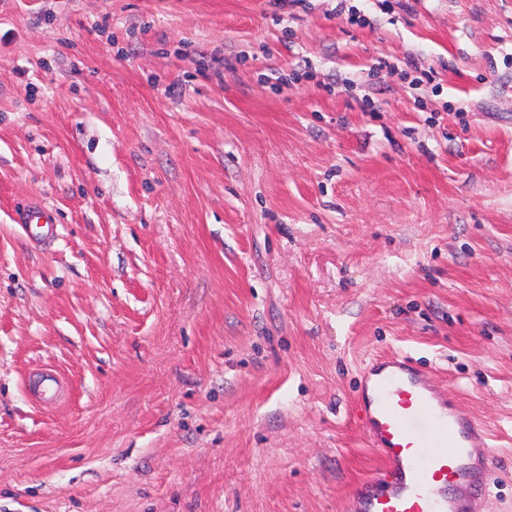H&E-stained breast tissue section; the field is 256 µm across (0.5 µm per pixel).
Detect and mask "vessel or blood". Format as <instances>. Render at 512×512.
Wrapping results in <instances>:
<instances>
[{"instance_id": "vessel-or-blood-1", "label": "vessel or blood", "mask_w": 512, "mask_h": 512, "mask_svg": "<svg viewBox=\"0 0 512 512\" xmlns=\"http://www.w3.org/2000/svg\"><path fill=\"white\" fill-rule=\"evenodd\" d=\"M18 221L28 237L49 244L58 236L55 212L33 202ZM358 397L363 425L382 456L381 468L361 484L356 512H472L493 465L487 433L446 393L400 356L367 367Z\"/></svg>"}]
</instances>
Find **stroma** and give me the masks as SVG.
Wrapping results in <instances>:
<instances>
[{
    "mask_svg": "<svg viewBox=\"0 0 512 512\" xmlns=\"http://www.w3.org/2000/svg\"><path fill=\"white\" fill-rule=\"evenodd\" d=\"M339 3L0 0V512H345L385 355L512 512V0ZM18 224L23 227L28 237L43 245L50 244L58 237V223L55 212L41 203H29L18 213Z\"/></svg>",
    "mask_w": 512,
    "mask_h": 512,
    "instance_id": "35a3bbf8",
    "label": "stroma"
}]
</instances>
